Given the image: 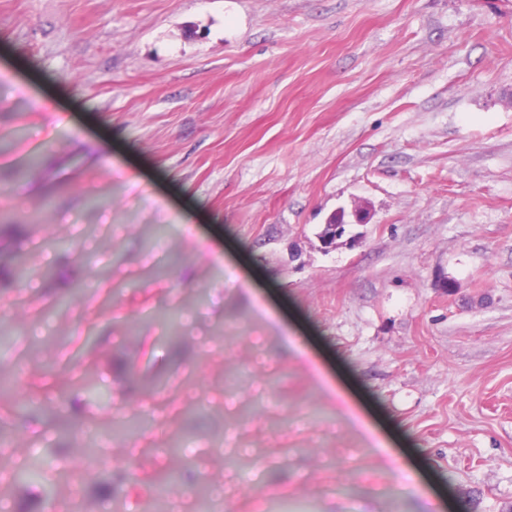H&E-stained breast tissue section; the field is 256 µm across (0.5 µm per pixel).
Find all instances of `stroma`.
Instances as JSON below:
<instances>
[{"mask_svg":"<svg viewBox=\"0 0 512 512\" xmlns=\"http://www.w3.org/2000/svg\"><path fill=\"white\" fill-rule=\"evenodd\" d=\"M1 194L8 512H512V0H0Z\"/></svg>","mask_w":512,"mask_h":512,"instance_id":"1","label":"stroma"}]
</instances>
